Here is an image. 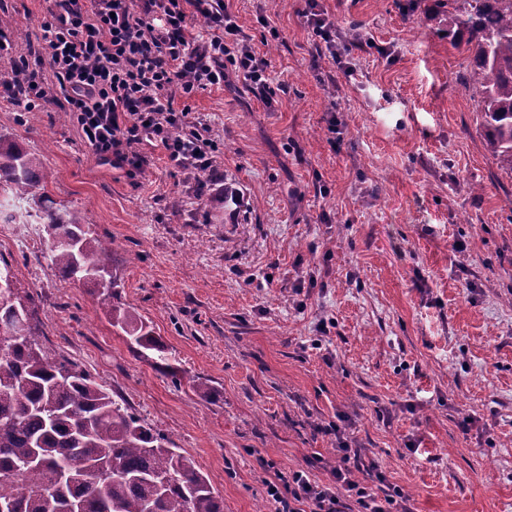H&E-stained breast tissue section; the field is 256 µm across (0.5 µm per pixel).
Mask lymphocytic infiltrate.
Returning a JSON list of instances; mask_svg holds the SVG:
<instances>
[{
	"label": "lymphocytic infiltrate",
	"mask_w": 512,
	"mask_h": 512,
	"mask_svg": "<svg viewBox=\"0 0 512 512\" xmlns=\"http://www.w3.org/2000/svg\"><path fill=\"white\" fill-rule=\"evenodd\" d=\"M46 14L32 59L13 61L0 87L21 81L18 107L51 105L67 112L82 143L100 161L140 172L143 144L162 147L171 165L186 178L215 181L219 148L209 128L176 98L242 78L266 106L277 90L267 73L269 62L254 38L239 26L224 0H47ZM306 22L320 53L345 67L336 43V22L319 0H307ZM203 18L206 35L194 32ZM52 78H45V71ZM340 462L332 481L321 484L302 470L267 482L274 512H408L399 488L377 493L356 478L362 460L339 442Z\"/></svg>",
	"instance_id": "f902f5d3"
}]
</instances>
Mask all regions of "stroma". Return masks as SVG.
Segmentation results:
<instances>
[{
  "label": "stroma",
  "instance_id": "stroma-1",
  "mask_svg": "<svg viewBox=\"0 0 512 512\" xmlns=\"http://www.w3.org/2000/svg\"><path fill=\"white\" fill-rule=\"evenodd\" d=\"M258 45L279 102L243 83L189 101L248 204H200L146 146L141 173L100 163L61 110L0 89V136L39 153L46 191L113 240L118 300L154 331L170 375L137 357L96 292L62 278L48 236L0 223V256L42 296L47 347L163 430L224 512H270L266 484L329 482V423L360 449L357 478L411 512H512V174L486 152L468 59L436 0H323L350 74L318 55L305 0H225ZM45 0H0L30 56ZM344 125L330 143V118ZM200 379L211 389L200 398Z\"/></svg>",
  "mask_w": 512,
  "mask_h": 512
}]
</instances>
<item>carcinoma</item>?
Instances as JSON below:
<instances>
[{"mask_svg":"<svg viewBox=\"0 0 512 512\" xmlns=\"http://www.w3.org/2000/svg\"><path fill=\"white\" fill-rule=\"evenodd\" d=\"M445 34L470 53L463 84L478 97V127L500 169L512 173V0H448ZM43 161L0 136V223L20 224L23 202L38 205L51 266L111 300L113 242L88 217L45 191ZM10 303L0 306V512H224L194 461L141 421L77 362L45 347L35 323L40 297L16 287L0 260ZM139 357L167 363L164 347L129 310L110 307Z\"/></svg>","mask_w":512,"mask_h":512,"instance_id":"cac0c4a2","label":"carcinoma"}]
</instances>
